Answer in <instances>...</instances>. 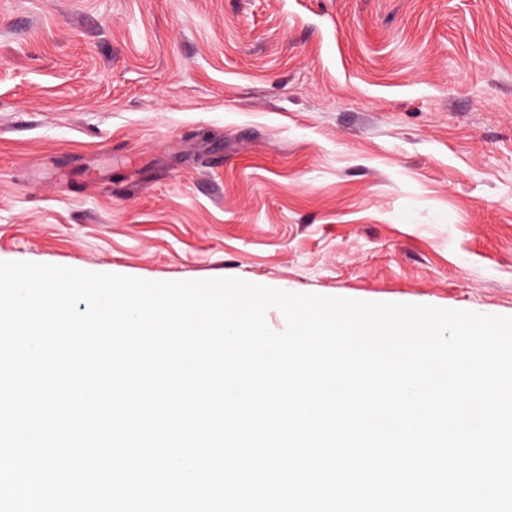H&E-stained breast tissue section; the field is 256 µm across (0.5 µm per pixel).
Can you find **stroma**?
<instances>
[{"mask_svg": "<svg viewBox=\"0 0 512 512\" xmlns=\"http://www.w3.org/2000/svg\"><path fill=\"white\" fill-rule=\"evenodd\" d=\"M512 316V0H0V262Z\"/></svg>", "mask_w": 512, "mask_h": 512, "instance_id": "35a3bbf8", "label": "stroma"}]
</instances>
